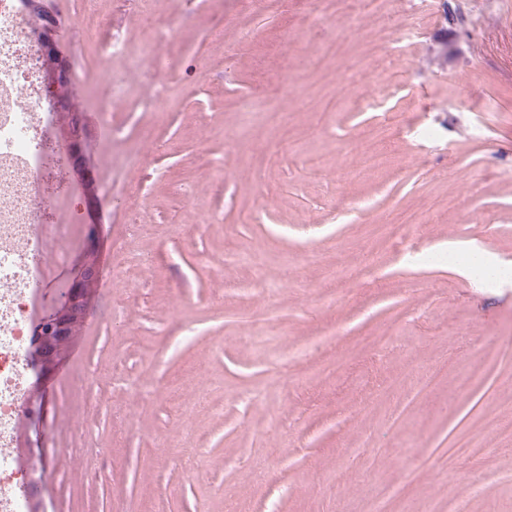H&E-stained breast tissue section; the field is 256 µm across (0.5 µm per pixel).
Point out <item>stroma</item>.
Masks as SVG:
<instances>
[{
  "label": "stroma",
  "mask_w": 512,
  "mask_h": 512,
  "mask_svg": "<svg viewBox=\"0 0 512 512\" xmlns=\"http://www.w3.org/2000/svg\"><path fill=\"white\" fill-rule=\"evenodd\" d=\"M98 3L92 38L81 0L50 4L93 182L69 168L37 183L47 221L41 287L70 281L86 222L102 233L80 353L40 386L48 512H369L377 498L391 512L409 502L449 512L454 499L468 512H512V383L502 380L512 369V283L475 287L438 251L474 241L512 264V144L503 140L512 129V9L489 15L475 37L428 15L401 52L408 78L396 85L368 25L348 33L344 55L306 68L325 38L301 26L313 0H278L240 43L236 24L256 0H154L147 12L135 0ZM157 24L172 31L163 66L149 86L111 101L103 70L121 63L105 62L107 48L118 37L138 54ZM360 62L370 66L360 87L382 109L333 111L339 74ZM296 76L314 107L292 113L287 140L272 122L244 125L224 109L241 91L278 99ZM153 86L174 101L161 117L145 109ZM392 113L433 125L436 139L403 136ZM340 137L350 150L385 139L388 168L347 179ZM217 158L220 183L207 172ZM74 189L89 208L71 212ZM352 198L366 201L365 214L342 209ZM407 210L422 214L420 236L382 242L381 271L358 278L335 307H316L323 267L360 263L375 221ZM213 212L223 223H203ZM328 332L333 342H323ZM390 334L389 349L362 353L345 374L311 378L326 356ZM304 345L280 376L282 352ZM437 362L445 369L429 398L396 421L417 364ZM462 371L481 377L466 395L454 387ZM202 386L212 402L199 406ZM167 437L174 447H162Z\"/></svg>",
  "instance_id": "stroma-1"
}]
</instances>
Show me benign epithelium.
Returning <instances> with one entry per match:
<instances>
[{"label": "benign epithelium", "instance_id": "1", "mask_svg": "<svg viewBox=\"0 0 512 512\" xmlns=\"http://www.w3.org/2000/svg\"><path fill=\"white\" fill-rule=\"evenodd\" d=\"M39 45L42 68L46 77L55 82L58 89L57 101L63 103L57 119L66 125L68 147H76L72 155H67L65 162H75L82 156L85 139L81 126L80 114L72 103L69 66L57 49L58 20L52 14L42 12L41 25L34 34ZM98 225L86 224L87 249L80 263L77 275L70 287L61 289L51 297L54 312L41 319L34 327V344L31 357L45 375L55 369L63 360L65 349L73 342L78 328L84 324L91 292L96 288L98 264L95 252ZM42 403L38 396H30L24 403L23 415L34 425L41 415Z\"/></svg>", "mask_w": 512, "mask_h": 512}]
</instances>
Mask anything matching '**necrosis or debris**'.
Returning <instances> with one entry per match:
<instances>
[{
	"label": "necrosis or debris",
	"instance_id": "4bbe7bcc",
	"mask_svg": "<svg viewBox=\"0 0 512 512\" xmlns=\"http://www.w3.org/2000/svg\"><path fill=\"white\" fill-rule=\"evenodd\" d=\"M390 0H320L318 13L306 25L344 18L345 30L332 32L329 40L307 59L308 69L343 51L346 31L375 27L381 41L390 34L382 21ZM165 43L162 28L148 31L138 56L126 45H112V58L125 62L121 75L109 74L113 98L124 96L132 82H147L150 66L160 65ZM37 51L28 40V16L22 0H0V512H30L33 487L28 472L13 454L17 420L32 376L30 306L38 283L42 253L44 206L36 182L49 169L51 130L50 94L33 64ZM379 251L369 248L360 264L326 267L325 286L315 304L329 308L362 271H378Z\"/></svg>",
	"mask_w": 512,
	"mask_h": 512
}]
</instances>
